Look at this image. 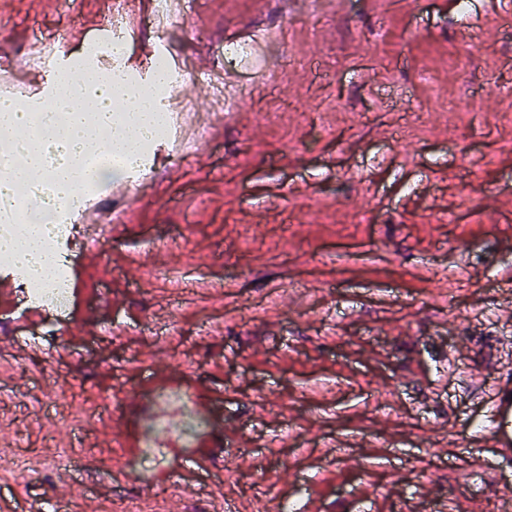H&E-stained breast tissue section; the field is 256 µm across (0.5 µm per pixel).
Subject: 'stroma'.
<instances>
[{
  "label": "stroma",
  "mask_w": 512,
  "mask_h": 512,
  "mask_svg": "<svg viewBox=\"0 0 512 512\" xmlns=\"http://www.w3.org/2000/svg\"><path fill=\"white\" fill-rule=\"evenodd\" d=\"M114 0H0V65L79 24L72 67ZM166 45L203 71L225 39L281 28L282 78L239 73L235 115L187 157L157 145L147 192L94 256L59 255L64 314L0 333V512L64 488L72 512H505L477 425L512 375V23L498 0H193ZM186 123L209 114L190 77ZM458 102L449 117V102ZM138 401L100 406L116 382ZM191 386L170 448L148 397ZM237 435L228 465L218 446ZM146 450L151 485L130 460ZM81 470L61 485L52 456ZM193 456L199 488L161 481Z\"/></svg>",
  "instance_id": "stroma-1"
}]
</instances>
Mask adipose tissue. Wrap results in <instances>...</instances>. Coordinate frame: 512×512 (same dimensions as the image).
Listing matches in <instances>:
<instances>
[{
	"label": "adipose tissue",
	"instance_id": "ef3b65f1",
	"mask_svg": "<svg viewBox=\"0 0 512 512\" xmlns=\"http://www.w3.org/2000/svg\"><path fill=\"white\" fill-rule=\"evenodd\" d=\"M59 82L70 92L53 100L52 110L61 117L53 130H33L24 108L11 98H0V214H20L24 226L20 234L0 232V251L10 254L22 270L46 276L57 264L48 240L49 216L81 194L89 179L85 158L96 152L135 157L144 137L160 121L156 94L169 86L163 69L154 84L134 87L114 72L90 66L63 72ZM117 98L126 102L119 120L111 111ZM107 125L113 133L105 139L100 129ZM17 183L32 189L26 202H19L13 193Z\"/></svg>",
	"mask_w": 512,
	"mask_h": 512
}]
</instances>
